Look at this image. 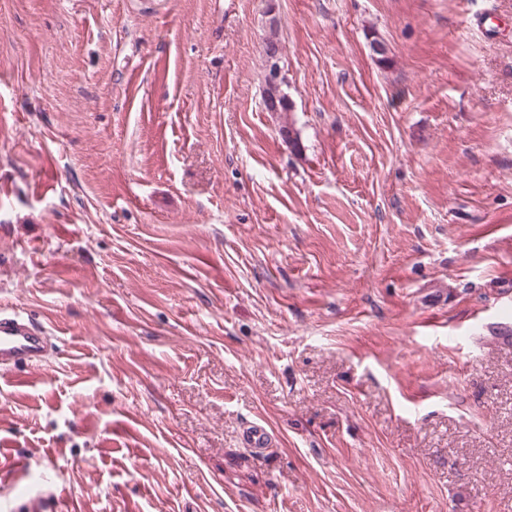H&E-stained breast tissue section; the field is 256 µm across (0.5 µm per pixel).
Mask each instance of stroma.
Instances as JSON below:
<instances>
[{"label": "stroma", "mask_w": 512, "mask_h": 512, "mask_svg": "<svg viewBox=\"0 0 512 512\" xmlns=\"http://www.w3.org/2000/svg\"><path fill=\"white\" fill-rule=\"evenodd\" d=\"M0 308V512H512V0H0ZM267 86L268 88L272 89L275 97L274 99L268 100L266 103H264L266 110L275 108V110H278L279 105L277 103L278 96H281L280 94H277L281 90L282 84L284 83L282 74H281V68L279 65V53L275 51L272 48H269L267 50ZM43 325L14 311L0 310V370L42 364L51 346ZM275 439L274 432L266 425L259 422H250L243 430L241 442L253 456L265 455Z\"/></svg>", "instance_id": "35a3bbf8"}]
</instances>
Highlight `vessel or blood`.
I'll list each match as a JSON object with an SVG mask.
<instances>
[{
  "mask_svg": "<svg viewBox=\"0 0 512 512\" xmlns=\"http://www.w3.org/2000/svg\"><path fill=\"white\" fill-rule=\"evenodd\" d=\"M50 346V336L43 325L16 312L0 310V370L42 364ZM274 439V432L266 425L252 422L244 429L241 442L253 456L260 457Z\"/></svg>",
  "mask_w": 512,
  "mask_h": 512,
  "instance_id": "1",
  "label": "vessel or blood"
}]
</instances>
